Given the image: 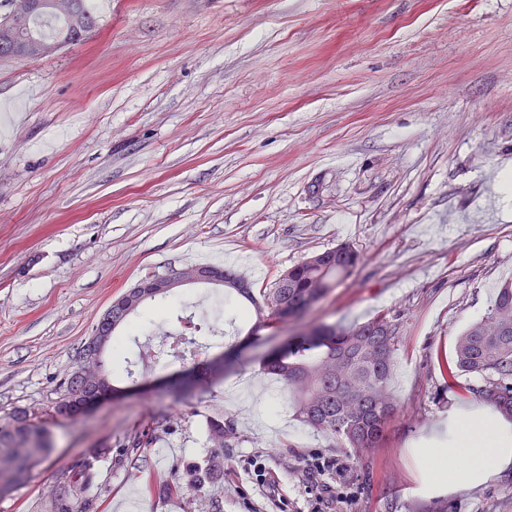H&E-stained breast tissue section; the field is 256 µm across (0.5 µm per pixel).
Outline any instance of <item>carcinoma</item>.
I'll use <instances>...</instances> for the list:
<instances>
[{
	"label": "carcinoma",
	"instance_id": "carcinoma-1",
	"mask_svg": "<svg viewBox=\"0 0 512 512\" xmlns=\"http://www.w3.org/2000/svg\"><path fill=\"white\" fill-rule=\"evenodd\" d=\"M80 26L88 30L97 24L89 0H72ZM47 40L59 39L66 44L83 40L77 27L60 24L53 15L36 23ZM345 257L336 256L331 248L315 253L287 270L273 287L254 293L251 288H236L229 281L244 282L246 278L225 268L227 283L213 287L224 294H236L246 300L255 315L254 326L274 324L285 318L297 317L311 308L345 281L359 262L358 251L348 243L340 244ZM131 314L117 313L112 321H98L93 329L99 343L87 340L78 358L92 359L91 370L109 376L105 354L109 348L119 349L122 341L118 329ZM398 343L394 319L380 314L370 321L348 329L332 326L311 328L288 343V348L268 358L265 370L276 376L288 391L294 414L300 422L348 449L361 458L379 446L388 422L396 410V399L390 387ZM178 356L196 357V339L181 334L176 347ZM442 375L448 379V391L459 404L477 401L491 408L506 421H512V282L499 288L486 315L472 323L456 337L451 356L438 355ZM223 365L212 362L207 369L190 380L176 379L170 389L178 390L193 381L200 384L221 371ZM83 378L71 373L63 382L58 409L78 392L85 391ZM236 432L233 422L213 418L209 422V441L214 448L213 461L197 468L185 477H176L159 490L165 497L184 491V485L201 489L224 478V449L233 446ZM150 432L130 438L126 453L136 455L150 447ZM48 447L46 437L36 429L25 411L15 416L12 424L0 427V464L8 463L6 479L20 483L29 468L37 463ZM112 452L109 445L94 450L74 468L69 480L56 485L50 512H92L91 501L80 497L77 485L94 478V461L100 454Z\"/></svg>",
	"mask_w": 512,
	"mask_h": 512
}]
</instances>
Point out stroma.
<instances>
[{
  "mask_svg": "<svg viewBox=\"0 0 512 512\" xmlns=\"http://www.w3.org/2000/svg\"><path fill=\"white\" fill-rule=\"evenodd\" d=\"M87 38L0 59V426L28 410L51 449L0 512H47L54 486L102 445L83 491L94 512H312L309 465L346 449L299 422L265 356L315 325L377 314L399 324L398 401L383 446L353 460L323 512H512V479L427 489L420 448L448 439L436 359L512 279V0H95ZM348 242L361 261L302 317L262 330L231 371L181 399L165 382L224 354L253 321L240 299L180 287L133 316L139 337L107 354L112 399L53 409L105 308L144 276L235 269L254 290ZM195 361H148L136 339L209 318ZM233 420L224 478L157 491L206 465L210 419ZM154 443L123 458L130 437ZM261 462L274 486L258 485Z\"/></svg>",
  "mask_w": 512,
  "mask_h": 512,
  "instance_id": "35a3bbf8",
  "label": "stroma"
}]
</instances>
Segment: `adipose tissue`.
Wrapping results in <instances>:
<instances>
[{
    "instance_id": "ef3b65f1",
    "label": "adipose tissue",
    "mask_w": 512,
    "mask_h": 512,
    "mask_svg": "<svg viewBox=\"0 0 512 512\" xmlns=\"http://www.w3.org/2000/svg\"><path fill=\"white\" fill-rule=\"evenodd\" d=\"M421 464L428 480L449 491L477 487L512 468V424L493 418L487 408L477 417L462 414L447 444L422 449Z\"/></svg>"
}]
</instances>
